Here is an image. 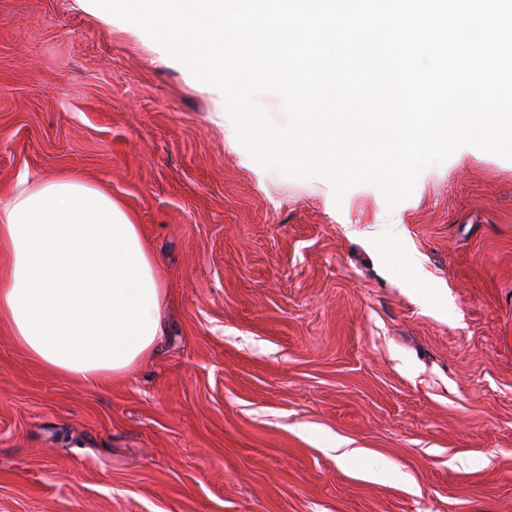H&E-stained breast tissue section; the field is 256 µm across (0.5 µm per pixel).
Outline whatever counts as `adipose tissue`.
<instances>
[{
	"label": "adipose tissue",
	"mask_w": 512,
	"mask_h": 512,
	"mask_svg": "<svg viewBox=\"0 0 512 512\" xmlns=\"http://www.w3.org/2000/svg\"><path fill=\"white\" fill-rule=\"evenodd\" d=\"M20 183L0 205V323L34 361L91 383L148 361L163 288L139 225L80 178Z\"/></svg>",
	"instance_id": "obj_1"
}]
</instances>
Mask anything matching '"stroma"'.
Wrapping results in <instances>:
<instances>
[{
  "label": "stroma",
  "mask_w": 512,
  "mask_h": 512,
  "mask_svg": "<svg viewBox=\"0 0 512 512\" xmlns=\"http://www.w3.org/2000/svg\"><path fill=\"white\" fill-rule=\"evenodd\" d=\"M159 55L76 0H0V202L24 174L112 195L167 326L92 384L0 325V512H512V160L464 146L395 208L338 204Z\"/></svg>",
  "instance_id": "1"
}]
</instances>
